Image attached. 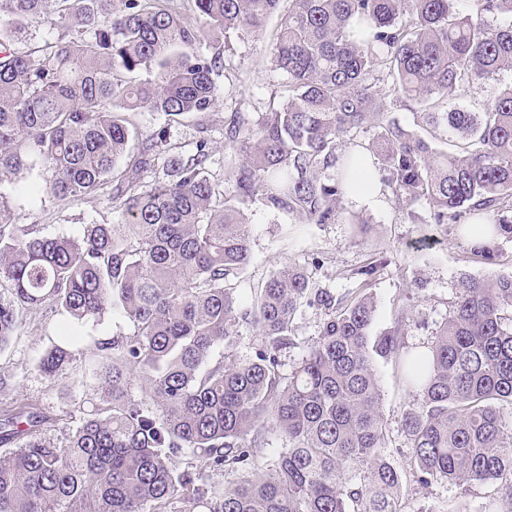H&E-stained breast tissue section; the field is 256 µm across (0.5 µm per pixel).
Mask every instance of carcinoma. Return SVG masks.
Wrapping results in <instances>:
<instances>
[{"label":"carcinoma","mask_w":512,"mask_h":512,"mask_svg":"<svg viewBox=\"0 0 512 512\" xmlns=\"http://www.w3.org/2000/svg\"><path fill=\"white\" fill-rule=\"evenodd\" d=\"M189 2L191 16L174 0H0V182L38 163L58 200L109 186L129 229L42 235L0 195V350L47 304L69 331L39 361L50 376L75 326L117 311L134 327L95 342L111 370L65 443L42 436L53 418L38 408L0 419V445L13 446L0 455V512H405L407 477L497 484L512 500V274L460 276L425 352L404 349V311L371 334L382 257L352 270L347 296L296 266L244 308L231 287L250 260L248 206L362 224L344 208L362 170L410 223L445 226L494 264L496 241L512 239V83L479 112L448 108V92L512 73V0ZM276 13L283 95L224 117L241 159L221 191L207 141L186 157L165 129L138 135L131 114L213 111L215 33L258 37ZM32 23L64 35L21 55L13 42ZM302 306L329 318L285 375ZM238 320L259 337L250 358L230 353ZM379 361L421 396L402 414V470L385 451ZM272 432L288 447L266 455Z\"/></svg>","instance_id":"carcinoma-1"}]
</instances>
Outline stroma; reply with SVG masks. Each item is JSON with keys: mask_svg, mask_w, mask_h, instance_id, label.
<instances>
[{"mask_svg": "<svg viewBox=\"0 0 512 512\" xmlns=\"http://www.w3.org/2000/svg\"><path fill=\"white\" fill-rule=\"evenodd\" d=\"M277 25L273 17L263 36L231 37L215 77L216 111L171 123L162 114L144 110L136 116L140 132L148 135L166 129L171 142L187 155L195 152L199 139H207L213 155L210 178L223 183L232 154L224 145L225 113L266 110L274 85L284 80L272 63ZM0 193L11 201L15 223L37 225L48 235H75L86 224L123 221L112 209L108 189L59 201L47 192L35 170L0 183ZM381 199L377 207L364 210L361 224H299L261 203L252 204L248 211L251 260L232 282L240 302H248L273 273L291 265L304 268L316 287L342 294L355 286L351 269L382 255L386 266L369 286L377 302L374 329L379 332L392 326L401 310H408L403 342L409 349L424 351L453 309L461 274L512 273V241L499 240L497 259L489 266L471 254L467 241L453 237L444 227L410 223L391 193L382 194ZM325 318L323 310L299 309L294 319L298 345L283 353L284 370H291L306 354ZM62 322V316L47 309L26 315L8 347L0 351V417L19 403L38 407L54 419L45 433L54 442L63 441L75 426L77 408L88 410L99 401L93 376L99 362L95 340L133 332L129 321L112 312L101 321L84 324L75 360L48 377L39 372L37 363L59 340ZM378 375L388 449L393 463L401 467L409 453L401 413L418 405L419 397L402 386L393 364L379 365ZM405 507L406 512H512V505L496 486L463 490L443 480L426 486L407 482Z\"/></svg>", "mask_w": 512, "mask_h": 512, "instance_id": "obj_1", "label": "stroma"}]
</instances>
